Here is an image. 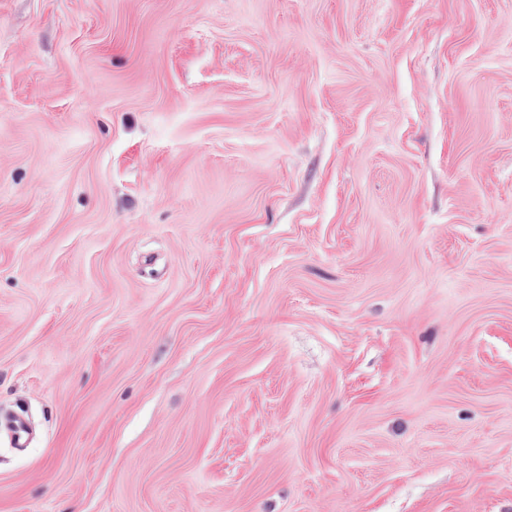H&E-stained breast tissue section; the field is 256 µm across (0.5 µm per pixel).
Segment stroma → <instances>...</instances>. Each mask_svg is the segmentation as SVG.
Masks as SVG:
<instances>
[{
    "label": "stroma",
    "instance_id": "obj_1",
    "mask_svg": "<svg viewBox=\"0 0 512 512\" xmlns=\"http://www.w3.org/2000/svg\"><path fill=\"white\" fill-rule=\"evenodd\" d=\"M0 512H512V0H0Z\"/></svg>",
    "mask_w": 512,
    "mask_h": 512
}]
</instances>
